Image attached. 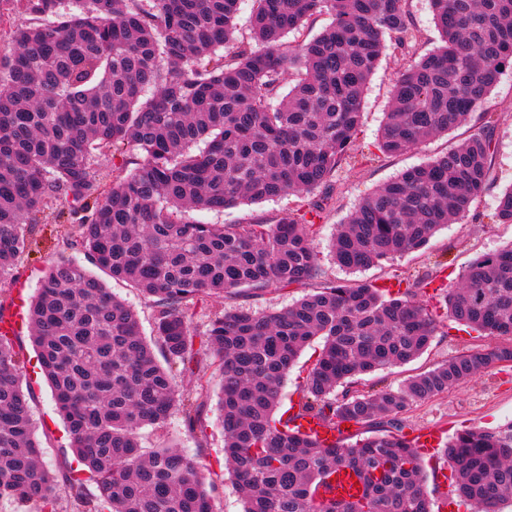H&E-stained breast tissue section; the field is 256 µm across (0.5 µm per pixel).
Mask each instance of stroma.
<instances>
[{"label":"stroma","mask_w":512,"mask_h":512,"mask_svg":"<svg viewBox=\"0 0 512 512\" xmlns=\"http://www.w3.org/2000/svg\"><path fill=\"white\" fill-rule=\"evenodd\" d=\"M408 63V57L387 44L379 65L371 77L364 96V116L358 136L360 150L371 148L388 110L394 78ZM492 114V135L495 151L490 183L485 193L476 199L468 215L461 221L438 230L427 247L417 253L395 258L382 266L365 271L349 272L334 264L329 244L337 224L344 222L358 203L376 186L399 172L427 163L446 152L464 138L468 127L425 140L407 153L398 156L376 155L374 161L342 168L336 176V190L323 219L317 225L314 238L319 253V264L324 279L351 282H376L387 279H421L430 274L436 262L448 265V286H455L459 276L479 254L491 252L512 242V224H498L492 219L498 197L512 188V70L505 71L483 106ZM324 188H317L302 196H284L259 203H242L225 209L223 213H197L199 221L211 224H237L246 219L275 223L281 216L295 211L300 205L325 199ZM58 213L57 207L46 211L49 219L39 237V250L30 253L18 270L25 296L36 294L40 280L51 262L60 257L88 265L87 256L55 246L50 222ZM306 293L305 288H270L256 295H237L229 298H209L194 306L193 327L205 330L211 311L224 307L244 306L255 311L283 309ZM495 341L482 337L463 327H456L449 318H442L437 335L428 350L414 361L401 366L363 375L361 387L377 391L384 387H399L409 376L427 370L459 353L494 346ZM16 349L27 361V375L35 392V421L45 422L41 437L43 461L53 471L72 465L76 457L70 447V437L55 411L53 396L42 380L34 346L28 328H20ZM217 387H210L204 398L205 406L195 433L185 430L181 416H172L161 431L144 427L140 431L143 448L169 446L181 451L194 461L205 463L220 455L224 446L217 423ZM512 422V367L498 366L477 375L468 382L432 400L413 406L405 415L406 430L413 436L432 435L434 443H442L457 431L465 429L491 430Z\"/></svg>","instance_id":"35a3bbf8"}]
</instances>
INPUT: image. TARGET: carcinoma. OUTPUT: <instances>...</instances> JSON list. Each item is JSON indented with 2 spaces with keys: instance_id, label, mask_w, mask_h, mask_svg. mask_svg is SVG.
<instances>
[{
  "instance_id": "carcinoma-1",
  "label": "carcinoma",
  "mask_w": 512,
  "mask_h": 512,
  "mask_svg": "<svg viewBox=\"0 0 512 512\" xmlns=\"http://www.w3.org/2000/svg\"><path fill=\"white\" fill-rule=\"evenodd\" d=\"M241 0H0V283L13 277L41 214L58 203L62 245L152 302L156 343L137 314L82 265L61 257L25 302L38 353L78 465L41 458L18 332L0 302V500L57 512L64 485L79 512H214L207 479L226 471L243 512H477L512 503V423L463 431L444 448L451 495L434 505L404 414L500 363H512V244L476 258L461 284L435 288L451 318L507 343L464 352L374 393L360 376L418 358L436 310L414 285L325 281L273 313L224 309L191 328L199 300L302 287L322 277L312 227L321 203L274 224H209L220 213L329 187L358 151L366 85L385 41L415 51L408 0H252L250 38L236 36ZM442 45L394 81L375 148L409 151L471 121L512 69V0H430ZM331 23L304 38L315 16ZM299 37L285 47L288 34ZM490 121L427 164L377 186L340 225L336 264L356 272L424 249L486 190ZM112 157V179L100 159ZM512 224V189L493 215ZM322 348L279 411L302 350ZM160 348L165 364L157 360ZM220 378L223 457L200 466L175 448H143L139 430L176 411L190 431L199 406L176 375ZM337 432L332 443L300 419ZM374 434L366 435V430Z\"/></svg>"
}]
</instances>
